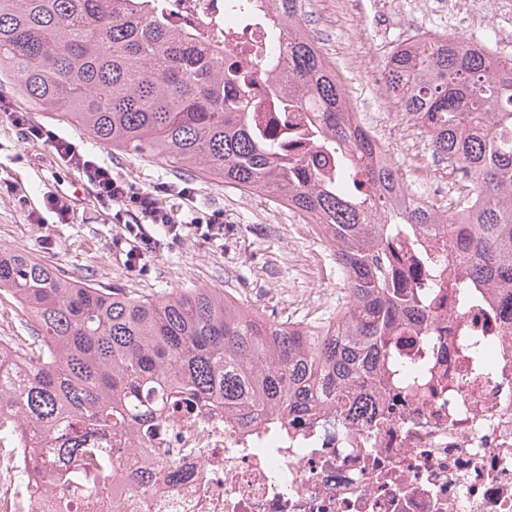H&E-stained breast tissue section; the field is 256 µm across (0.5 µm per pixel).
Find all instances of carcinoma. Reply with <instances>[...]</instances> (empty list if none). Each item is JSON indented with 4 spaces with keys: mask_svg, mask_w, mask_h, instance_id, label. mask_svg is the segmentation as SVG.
Segmentation results:
<instances>
[{
    "mask_svg": "<svg viewBox=\"0 0 512 512\" xmlns=\"http://www.w3.org/2000/svg\"><path fill=\"white\" fill-rule=\"evenodd\" d=\"M159 9L158 0H0V82L13 80L28 105L107 147L272 195L318 227L350 300L334 320L304 326L253 312L221 288L140 299L0 249V292L29 316L35 342L0 346V439L53 442L55 457L25 475L41 485L96 487L97 441L119 434L143 447L168 404L222 405L245 424L261 411L294 419L324 401L367 412L396 324L421 322L420 300L439 289L434 280L394 287L400 224L448 237L435 263L457 268L459 299L488 281L512 317V58L456 37L391 56L389 90L434 153L474 184L462 213L440 215L399 202L408 188L375 163L380 146L306 34L302 0H226V18L266 26L257 68L170 28ZM260 81L282 109L311 112L336 180L323 179L316 158L290 152L297 134L254 128ZM461 224L472 229L468 257L454 247Z\"/></svg>",
    "mask_w": 512,
    "mask_h": 512,
    "instance_id": "obj_1",
    "label": "carcinoma"
}]
</instances>
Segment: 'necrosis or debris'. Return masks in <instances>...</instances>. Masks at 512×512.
Returning <instances> with one entry per match:
<instances>
[{
	"label": "necrosis or debris",
	"instance_id": "necrosis-or-debris-1",
	"mask_svg": "<svg viewBox=\"0 0 512 512\" xmlns=\"http://www.w3.org/2000/svg\"><path fill=\"white\" fill-rule=\"evenodd\" d=\"M164 5L169 25L224 45L232 60L264 47L260 24L225 39L224 0ZM469 237H399L395 286L434 277L442 287L421 326L395 331V357L419 372L373 388L372 412L324 405L298 421L267 412L245 426L208 407L168 412L147 447L125 452L94 489L24 480L33 454L49 450L15 438L0 444V512H58L63 503L70 512H512V319L491 285L463 304L452 270L425 263L451 245L469 254ZM164 466L176 479L155 478Z\"/></svg>",
	"mask_w": 512,
	"mask_h": 512
}]
</instances>
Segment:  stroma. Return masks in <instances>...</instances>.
Listing matches in <instances>:
<instances>
[{"label":"stroma","mask_w":512,"mask_h":512,"mask_svg":"<svg viewBox=\"0 0 512 512\" xmlns=\"http://www.w3.org/2000/svg\"><path fill=\"white\" fill-rule=\"evenodd\" d=\"M302 22L323 29L319 48L333 66L352 110L391 158L402 182L429 206L443 212L446 201L433 197L448 186L447 167L438 165L427 133L380 87V75L366 59L367 25L349 0H304ZM439 17L416 12L411 0H391L377 33L381 52L408 34L437 32ZM30 119L45 132L71 139L81 151L112 166L125 180L144 188L186 181L196 192L187 206L196 215L224 213V237L203 240L188 228L180 242H164L161 227H150L162 244L141 271L124 264L119 242L123 227L103 207L76 172L51 155L43 141L20 140L0 118V178L13 191L0 189V248L18 249L67 275L132 297L154 299L183 288H220L239 303L267 317L303 325L333 320L349 300L331 248L295 211L264 194L249 193L206 180L194 171L162 159L137 157L101 146L77 126L58 122L45 112ZM48 193L66 196L71 213L58 223L44 213Z\"/></svg>","instance_id":"1"}]
</instances>
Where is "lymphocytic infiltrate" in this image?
<instances>
[{"label":"lymphocytic infiltrate","mask_w":512,"mask_h":512,"mask_svg":"<svg viewBox=\"0 0 512 512\" xmlns=\"http://www.w3.org/2000/svg\"><path fill=\"white\" fill-rule=\"evenodd\" d=\"M0 113L8 118L16 128L20 138L43 139L48 151L67 166L76 170L93 188L97 198L103 204L130 213L134 221L126 225L125 241L128 249L125 253V264L129 269L137 270L145 266L153 252V237L147 231L148 225H161L166 236L178 240L183 231L189 227L204 229L206 236L217 239L224 236V214L212 212L208 216H195L174 208L161 206L159 194L165 193L180 198L193 195L194 190L185 186L176 188L165 187L164 191L135 187L127 182L111 167L85 154L71 140L58 136H42L30 120L27 112L15 107L0 97Z\"/></svg>","instance_id":"lymphocytic-infiltrate-1"}]
</instances>
